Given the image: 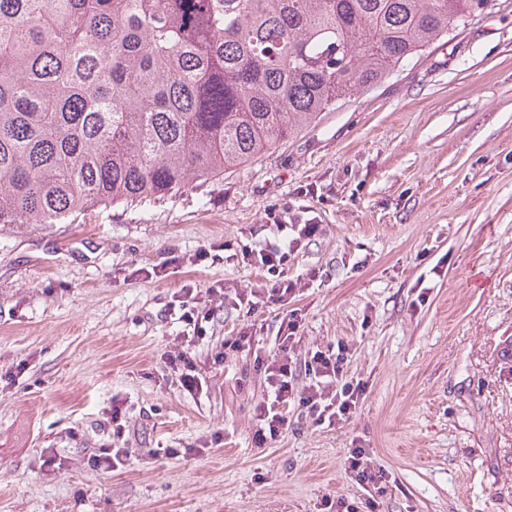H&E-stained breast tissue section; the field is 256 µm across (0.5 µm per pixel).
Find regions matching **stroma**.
<instances>
[{
	"instance_id": "stroma-1",
	"label": "stroma",
	"mask_w": 512,
	"mask_h": 512,
	"mask_svg": "<svg viewBox=\"0 0 512 512\" xmlns=\"http://www.w3.org/2000/svg\"><path fill=\"white\" fill-rule=\"evenodd\" d=\"M323 231L286 270L302 349H351L367 396L345 425L253 447V360L200 364L194 397L161 356L174 292L264 287L239 255L274 217ZM284 309L225 308L215 335L274 338ZM512 0L251 161L161 203L77 224L0 226V512H321L360 497L353 442L389 474L377 512H512ZM126 400L127 463L92 469ZM223 433L195 458H152Z\"/></svg>"
}]
</instances>
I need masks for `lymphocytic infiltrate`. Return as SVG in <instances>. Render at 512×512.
Here are the masks:
<instances>
[{
	"label": "lymphocytic infiltrate",
	"mask_w": 512,
	"mask_h": 512,
	"mask_svg": "<svg viewBox=\"0 0 512 512\" xmlns=\"http://www.w3.org/2000/svg\"><path fill=\"white\" fill-rule=\"evenodd\" d=\"M277 230V240L246 245L241 251L244 259L254 262L256 267L269 274L270 281L265 288L247 293L233 292L218 281L208 288L207 297L203 300L199 299L194 288L187 285L176 292L173 306L178 309L181 322L192 326L193 332L182 337L176 349L162 357L165 369L176 376L183 391L196 396L208 389L207 379L198 368L200 359L206 358L220 365L230 350L251 356L256 370L264 377L265 385V392L254 407L256 430L252 442L258 448L270 445L288 428L305 421L319 426L349 423L365 400L368 388L367 381L345 374L344 366L349 356L346 344L311 351L305 359H297L302 315L295 308L289 310L282 320L274 346L270 349L262 346L247 329L218 342L209 336V324L217 319L226 304L245 305L255 310L295 297L301 281L288 277L285 265L303 242L319 235L322 228L317 224H281ZM300 368L309 377L308 384L301 387L295 384L296 371ZM125 414L124 402L113 401L107 416L112 442L89 455L91 467L112 472L126 464ZM343 468L364 494L353 502L338 497L336 512H376V496L384 492L388 483L386 470L374 464L369 449L361 445L347 450Z\"/></svg>",
	"instance_id": "1"
}]
</instances>
